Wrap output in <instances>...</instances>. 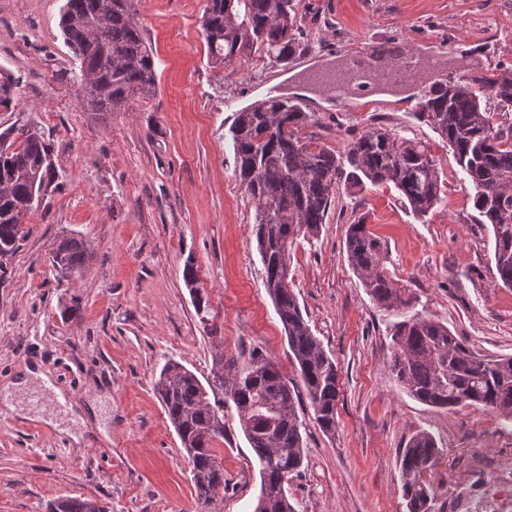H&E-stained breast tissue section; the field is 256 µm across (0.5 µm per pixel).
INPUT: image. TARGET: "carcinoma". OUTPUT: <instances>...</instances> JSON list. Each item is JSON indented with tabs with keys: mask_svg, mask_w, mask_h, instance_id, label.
<instances>
[{
	"mask_svg": "<svg viewBox=\"0 0 512 512\" xmlns=\"http://www.w3.org/2000/svg\"><path fill=\"white\" fill-rule=\"evenodd\" d=\"M100 0H66L60 18L65 42L80 73L104 85L108 94L86 102L92 112L129 109L136 96L154 95L155 60L135 18L132 0H112L111 21L93 26ZM211 57L230 62L258 53L288 64L302 45L296 0H206L201 17ZM17 83L0 70V107L11 108ZM512 110V74H467L442 78L421 96L416 117L446 143L475 190L473 205L481 224L491 226L499 280L512 288V123H494L489 102ZM314 123L293 99L275 96L239 113L231 129L236 171L254 204L255 237L264 266V287L287 333L298 377L327 435L336 430L339 372L336 361L304 319L292 279L290 251L298 237H315L341 187L396 189L411 210L426 216L445 190L442 170L430 146L384 126H371L347 142L344 152L301 131ZM51 144L26 128L0 132V260L22 240V219L42 202L54 181ZM347 261L376 305L398 317L392 324L389 369L417 401L437 409L477 406L512 419V357L489 358L473 351L445 324L416 310L418 298L391 275L382 240L359 221L349 226ZM89 258L86 243L62 237L51 252L53 267L78 274ZM183 279L195 294L197 311L208 307L192 257ZM210 377L201 381L179 362L160 372L156 392L174 427L190 468L195 512H213L224 490V468L215 445L224 439V403L235 406L261 476L254 512H295L283 478L304 462L302 422L294 388L276 364L256 351L242 367L233 355L215 349ZM440 450L422 431L399 452L402 491L408 512H431L432 486L425 474ZM48 512H109L98 502L62 497Z\"/></svg>",
	"mask_w": 512,
	"mask_h": 512,
	"instance_id": "obj_1",
	"label": "carcinoma"
}]
</instances>
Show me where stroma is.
Returning a JSON list of instances; mask_svg holds the SVG:
<instances>
[{"instance_id": "35a3bbf8", "label": "stroma", "mask_w": 512, "mask_h": 512, "mask_svg": "<svg viewBox=\"0 0 512 512\" xmlns=\"http://www.w3.org/2000/svg\"><path fill=\"white\" fill-rule=\"evenodd\" d=\"M64 2L0 0V70L19 87L13 107L0 109V131H40L56 172L23 219L18 251L0 264V404L12 408L0 424V512H47L66 496L112 512H190L188 463L155 390L164 364L203 378L219 346L244 363L260 351L288 381L298 376L264 288L255 209L236 173V110L278 95L279 78L302 66L382 41L441 58L454 38L461 69H512V0H297L304 45L285 65L257 54L210 59L205 0H134L156 92L105 115L88 111L76 80L79 63L59 26ZM417 104L305 101L317 118L310 134L338 151L371 124L429 142L445 194L421 219L395 189H340L318 236L292 248L293 289L340 374L333 434L317 426L307 398L297 405L305 460L288 482L295 512H407L398 452L420 431L441 451L426 475L432 512H450L455 489L479 491L512 462V421L474 406L434 409L401 390L389 370L395 316L347 261L348 226L366 218L419 310L474 352L512 356V288L497 283L491 232L452 153L415 119ZM69 233L91 252L73 281L49 262ZM189 256L208 300L202 316L182 275ZM26 364L47 372L65 402L46 391L7 393ZM224 425L217 512H254L260 476L233 405ZM80 432L88 444L73 442Z\"/></svg>"}]
</instances>
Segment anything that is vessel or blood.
<instances>
[{
	"label": "vessel or blood",
	"mask_w": 512,
	"mask_h": 512,
	"mask_svg": "<svg viewBox=\"0 0 512 512\" xmlns=\"http://www.w3.org/2000/svg\"><path fill=\"white\" fill-rule=\"evenodd\" d=\"M437 69L435 60L408 45H372L345 53L342 72L324 77L323 85L345 104L371 93L377 80L401 84L433 75Z\"/></svg>",
	"instance_id": "vessel-or-blood-1"
}]
</instances>
